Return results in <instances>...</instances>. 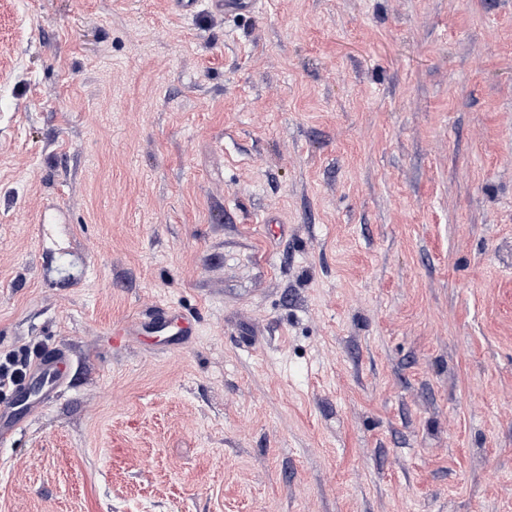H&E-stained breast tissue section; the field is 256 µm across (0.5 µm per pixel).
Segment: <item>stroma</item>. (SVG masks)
I'll return each mask as SVG.
<instances>
[{"mask_svg": "<svg viewBox=\"0 0 512 512\" xmlns=\"http://www.w3.org/2000/svg\"><path fill=\"white\" fill-rule=\"evenodd\" d=\"M32 343L0 512H512V0H0ZM197 318L180 313L172 308L158 307L150 315L139 318L132 325H123L112 329L113 344L125 342L129 336H141L146 330L161 332L172 325L178 328V336H192L195 331ZM36 345H24L9 351L0 352V408L7 407L14 412L18 407L27 413L45 406L60 395L71 370V359L62 349L55 350L36 361L29 372ZM28 374L26 382L22 384ZM40 384L41 397L34 399L32 389ZM9 396V397H8ZM26 399L23 405L20 401Z\"/></svg>", "mask_w": 512, "mask_h": 512, "instance_id": "1", "label": "stroma"}]
</instances>
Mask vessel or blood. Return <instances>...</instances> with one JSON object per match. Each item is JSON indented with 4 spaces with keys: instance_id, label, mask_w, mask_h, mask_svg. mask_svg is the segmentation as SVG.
Returning <instances> with one entry per match:
<instances>
[{
    "instance_id": "b4317fda",
    "label": "vessel or blood",
    "mask_w": 512,
    "mask_h": 512,
    "mask_svg": "<svg viewBox=\"0 0 512 512\" xmlns=\"http://www.w3.org/2000/svg\"><path fill=\"white\" fill-rule=\"evenodd\" d=\"M196 323L195 316L161 307L139 318L134 324L113 328L112 342L118 345L144 331L161 332L172 326L177 327L179 335L190 336L195 331ZM70 370L71 359L66 351L58 349L51 352L34 363L26 382L6 400V407L14 410L22 406L32 411L45 406L60 395Z\"/></svg>"
}]
</instances>
